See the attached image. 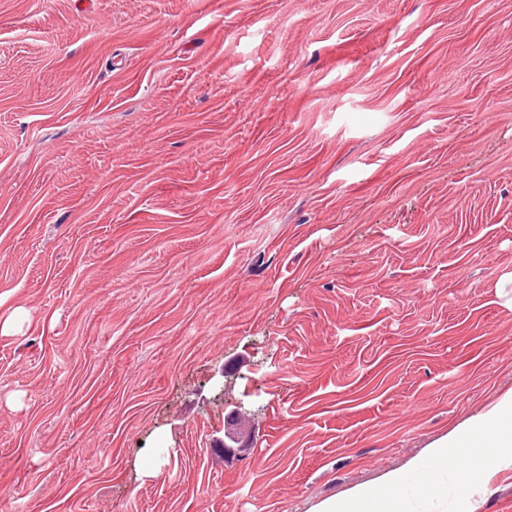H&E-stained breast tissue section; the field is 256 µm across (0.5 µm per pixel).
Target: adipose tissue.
<instances>
[{
    "label": "adipose tissue",
    "instance_id": "1",
    "mask_svg": "<svg viewBox=\"0 0 512 512\" xmlns=\"http://www.w3.org/2000/svg\"><path fill=\"white\" fill-rule=\"evenodd\" d=\"M512 467V395L488 413L434 442L408 470L387 472L365 488L319 502L312 512H429L427 504L447 488L471 496L492 472ZM422 480L420 494L406 492L409 473Z\"/></svg>",
    "mask_w": 512,
    "mask_h": 512
}]
</instances>
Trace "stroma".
<instances>
[{
	"mask_svg": "<svg viewBox=\"0 0 512 512\" xmlns=\"http://www.w3.org/2000/svg\"><path fill=\"white\" fill-rule=\"evenodd\" d=\"M18 305L0 512H309L422 457L512 392V0H0Z\"/></svg>",
	"mask_w": 512,
	"mask_h": 512,
	"instance_id": "obj_1",
	"label": "stroma"
}]
</instances>
